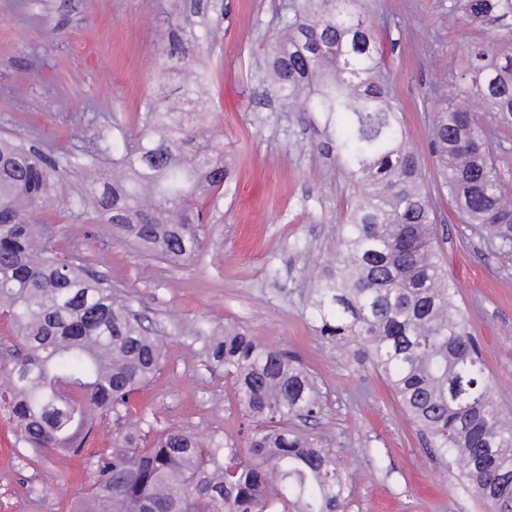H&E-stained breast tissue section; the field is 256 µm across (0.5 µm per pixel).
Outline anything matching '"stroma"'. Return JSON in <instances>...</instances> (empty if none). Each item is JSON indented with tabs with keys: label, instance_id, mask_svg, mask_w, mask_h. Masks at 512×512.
<instances>
[{
	"label": "stroma",
	"instance_id": "1",
	"mask_svg": "<svg viewBox=\"0 0 512 512\" xmlns=\"http://www.w3.org/2000/svg\"><path fill=\"white\" fill-rule=\"evenodd\" d=\"M289 0H0V134L79 146L138 119L144 101L172 88L179 67L168 43L196 46L210 76L203 100L236 160L232 189L208 198L204 246L181 266L137 250L107 225L77 224L49 208L60 255L79 254L163 334L167 354L131 411L142 431L180 426L224 436L245 450L251 428L222 371L201 349L198 323L233 325L286 349L310 369L324 396L308 433L330 442L349 476L345 512H488L402 414L382 376L328 344L309 306L314 272L334 250L352 192L340 163L296 112L283 111L261 75L264 45ZM453 0H379L399 119L419 156L440 218L456 301L469 319L512 414V250L463 223L439 189L429 149L432 111L452 97L468 41L492 28L464 25ZM215 38H208L209 29ZM0 454V512H67L95 476L96 453L33 467Z\"/></svg>",
	"mask_w": 512,
	"mask_h": 512
}]
</instances>
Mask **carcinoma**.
Instances as JSON below:
<instances>
[{
    "label": "carcinoma",
    "instance_id": "obj_1",
    "mask_svg": "<svg viewBox=\"0 0 512 512\" xmlns=\"http://www.w3.org/2000/svg\"><path fill=\"white\" fill-rule=\"evenodd\" d=\"M466 24L512 14V0H460ZM376 0H296L267 53L282 106L325 119L323 150L345 158L350 209L333 266L310 307L319 333L388 382L410 422L490 512H512V420L455 300L437 210L403 132L374 19ZM172 94L145 101L137 123L80 153L0 135V318L15 336L0 365V409L31 465L78 454L98 420L128 416L130 398L165 357L163 336L103 276L57 256L42 218L57 204L74 223L106 224L149 254L181 263L201 251L206 199L229 190L224 139L206 132L208 73L194 49ZM456 100L434 108L440 189L461 217L512 248L491 129L469 109L512 118V33L463 52ZM253 424L247 452L169 428L137 425L97 455L96 480L71 512H342L349 478L336 451L291 426L321 410L314 376L288 351L236 330L205 346Z\"/></svg>",
    "mask_w": 512,
    "mask_h": 512
}]
</instances>
